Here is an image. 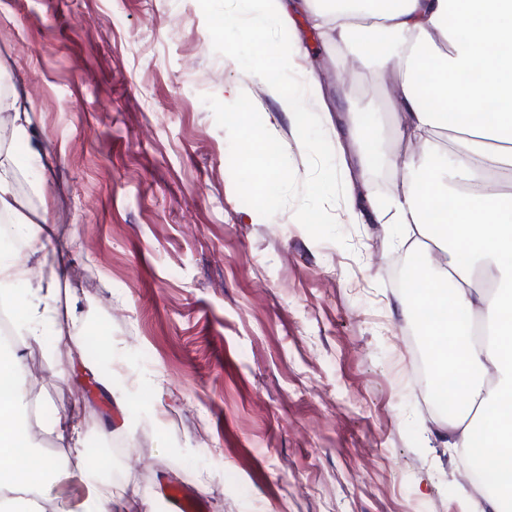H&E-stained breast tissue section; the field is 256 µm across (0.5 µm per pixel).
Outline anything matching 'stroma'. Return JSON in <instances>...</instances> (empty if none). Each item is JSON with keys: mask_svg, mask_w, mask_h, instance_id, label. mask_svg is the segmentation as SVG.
I'll list each match as a JSON object with an SVG mask.
<instances>
[{"mask_svg": "<svg viewBox=\"0 0 512 512\" xmlns=\"http://www.w3.org/2000/svg\"><path fill=\"white\" fill-rule=\"evenodd\" d=\"M295 35L344 184L342 245L239 199L204 96L245 92L301 180L306 153L278 93L214 52L198 0H0V81L34 122L13 147L20 183L36 152L53 162L46 197L20 199L49 208L81 282L59 288L58 316L85 320L80 340L53 326L17 348L42 371L39 404L82 407V446L35 436L65 471L49 512L103 485L114 512H165L168 486L204 512H459L465 459L405 376L430 352L387 274L392 213L370 224L349 206L361 149L388 198L407 183L387 157L421 147L397 135L392 75L305 16Z\"/></svg>", "mask_w": 512, "mask_h": 512, "instance_id": "35a3bbf8", "label": "stroma"}]
</instances>
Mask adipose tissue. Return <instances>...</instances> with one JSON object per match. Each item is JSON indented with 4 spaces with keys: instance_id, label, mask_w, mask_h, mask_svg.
<instances>
[{
    "instance_id": "ef3b65f1",
    "label": "adipose tissue",
    "mask_w": 512,
    "mask_h": 512,
    "mask_svg": "<svg viewBox=\"0 0 512 512\" xmlns=\"http://www.w3.org/2000/svg\"><path fill=\"white\" fill-rule=\"evenodd\" d=\"M302 13L323 41L350 54L372 45L370 63L395 77L389 102L401 139L428 153L436 130L453 134L451 168L435 170L422 156L389 158L409 185L391 201L395 219L424 241L412 266L437 268L428 287L412 291L406 312L424 329L436 388L458 400L442 422L446 446L467 449L472 474L492 478L461 512H512V193L484 190L512 166V0H224L221 21L257 33L293 26ZM18 180L12 152L0 144V216L40 266L34 278L27 265L0 257V306L13 307L20 284L38 293L16 328L36 341L56 310L65 260L47 252L48 212L21 211ZM440 202L449 203V217L431 238L424 218ZM25 384L15 352L0 349V512H39L59 476L53 459L36 455Z\"/></svg>"
}]
</instances>
